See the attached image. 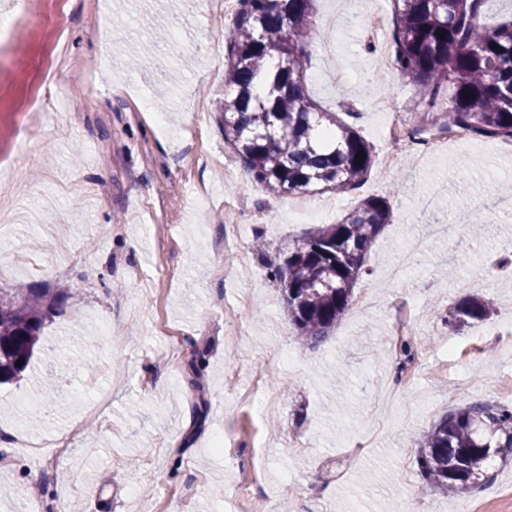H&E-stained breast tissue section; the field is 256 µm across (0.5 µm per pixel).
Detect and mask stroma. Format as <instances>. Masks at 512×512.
Here are the masks:
<instances>
[{
	"mask_svg": "<svg viewBox=\"0 0 512 512\" xmlns=\"http://www.w3.org/2000/svg\"><path fill=\"white\" fill-rule=\"evenodd\" d=\"M152 10L153 0H38L0 43V160L12 166L0 197L15 210L55 201L52 238L31 224L0 233V289L71 292L33 372L0 385V485L13 490L0 512L35 501L46 512H278L284 500L291 512H386L405 499L414 512H512V458H493L492 481L458 497L421 493L418 466L448 410L512 405V334H452L443 321L470 296L490 303L492 323L512 317V280L488 267L512 252V143L473 137L406 155L352 192L316 195V213L295 212L291 196L224 169L223 14L171 0L161 29ZM315 10L306 90L382 153L415 98L369 48L370 17L392 20V0ZM379 96L394 110L374 109ZM372 195L388 199L392 221L354 290L369 302L324 343L302 345L271 269ZM470 211L486 222L478 242L459 221ZM229 226L243 248L258 234L266 244L237 277L224 273ZM419 237L426 251L393 281L389 262ZM404 303L425 319L410 324L417 355L400 373L389 328ZM46 376L61 404L32 428L30 394ZM53 439L67 451L50 469Z\"/></svg>",
	"mask_w": 512,
	"mask_h": 512,
	"instance_id": "1",
	"label": "stroma"
}]
</instances>
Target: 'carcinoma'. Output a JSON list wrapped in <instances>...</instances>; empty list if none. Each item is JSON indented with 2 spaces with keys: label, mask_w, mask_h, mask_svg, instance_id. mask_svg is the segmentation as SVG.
<instances>
[{
  "label": "carcinoma",
  "mask_w": 512,
  "mask_h": 512,
  "mask_svg": "<svg viewBox=\"0 0 512 512\" xmlns=\"http://www.w3.org/2000/svg\"><path fill=\"white\" fill-rule=\"evenodd\" d=\"M313 5L238 0L233 29L225 33L233 96L220 105L224 142L245 175L274 197L346 193L375 165L364 138L305 93ZM485 6L486 0H393L394 60L427 107L412 131L465 129L512 141V19L484 28ZM390 218L387 198L370 196L288 251L275 276L300 341L324 342L350 309L367 252ZM68 297L67 287L53 300L31 289L0 291V384L30 370L56 301ZM491 315L488 302L470 297L448 308L444 321L454 333ZM496 454H512V407L474 402L428 430L421 472L430 490L458 495L492 478L487 465Z\"/></svg>",
  "instance_id": "obj_1"
}]
</instances>
